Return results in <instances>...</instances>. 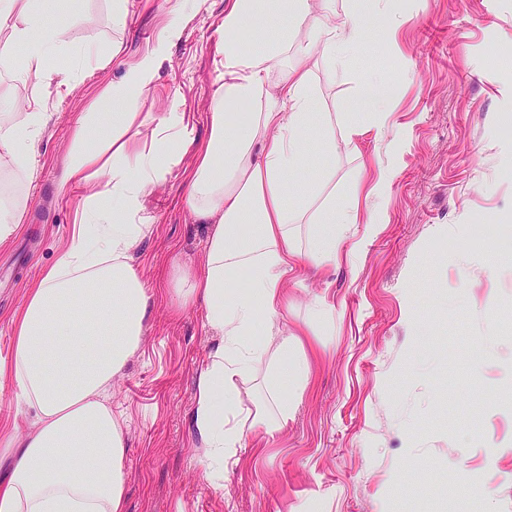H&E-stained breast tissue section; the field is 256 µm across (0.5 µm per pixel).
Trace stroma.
<instances>
[{
    "mask_svg": "<svg viewBox=\"0 0 512 512\" xmlns=\"http://www.w3.org/2000/svg\"><path fill=\"white\" fill-rule=\"evenodd\" d=\"M112 27V0H72L39 18L69 53L49 82L21 83L0 60V98L43 100L49 119L34 169L19 178L28 205L0 247V355L44 268L70 241L80 186L61 190L62 159L79 115L96 111L122 67L86 55L123 41L142 54L167 21L166 0H128ZM225 0H183L192 16L169 49L141 109L190 113L207 138L216 89L214 34ZM377 38L351 72L320 68L321 111H371L361 85L393 81V123L363 139L364 158L394 167L382 227L356 268L299 272L287 329L312 320L326 297L336 312L309 337L311 375L292 418L266 443L245 436L222 485L204 475L190 416L199 367L218 342L201 299L185 298L178 269L203 248L205 225L184 198L190 159L153 187L142 215L151 234L133 265L152 296L142 343L112 382L126 436L125 512H512V0H390L369 10ZM311 155L292 178L303 192L335 170L344 196L359 164Z\"/></svg>",
    "mask_w": 512,
    "mask_h": 512,
    "instance_id": "obj_1",
    "label": "stroma"
}]
</instances>
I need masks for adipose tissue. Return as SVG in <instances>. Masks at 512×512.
I'll return each instance as SVG.
<instances>
[{
  "label": "adipose tissue",
  "mask_w": 512,
  "mask_h": 512,
  "mask_svg": "<svg viewBox=\"0 0 512 512\" xmlns=\"http://www.w3.org/2000/svg\"><path fill=\"white\" fill-rule=\"evenodd\" d=\"M332 0H229L217 42L219 86L209 134L197 146L183 112H141L170 46L189 20L175 0L152 47L128 63L120 83L105 86L100 109L77 124L64 161V184L82 185L70 245L30 289L12 324L9 377L33 427L0 451L11 463L0 473V512H124L125 436L112 414L109 390L139 348L150 297L131 253L150 225L140 220L144 196L185 156L193 162L186 186L196 223L206 225L204 249L189 283L206 305L205 325L220 342L202 364L191 424L205 450L206 476L224 480V464L246 431L270 436L294 413L308 382L301 335L287 331L288 274L300 267L355 263L362 241L348 242L352 225L379 232L396 177L389 165L360 162L341 202H321L322 183L292 195L291 176L308 153L360 154L364 136L381 139L389 125L388 82L375 76L366 93L377 104L363 121L337 122L316 111L313 74L323 65L348 69L367 43L362 0L336 14ZM60 0H0V58L21 81L51 75L56 32L36 21ZM277 14L291 42L268 39L265 20ZM27 49L16 57L17 46ZM251 105L246 121L234 107ZM47 125L41 99L17 112L0 105V158L27 173ZM149 128L150 142L129 152L132 129ZM100 135L89 139L90 129ZM312 242L302 247L303 224ZM245 288H237L239 278ZM267 380L250 420L239 417L243 384Z\"/></svg>",
  "instance_id": "obj_1"
}]
</instances>
